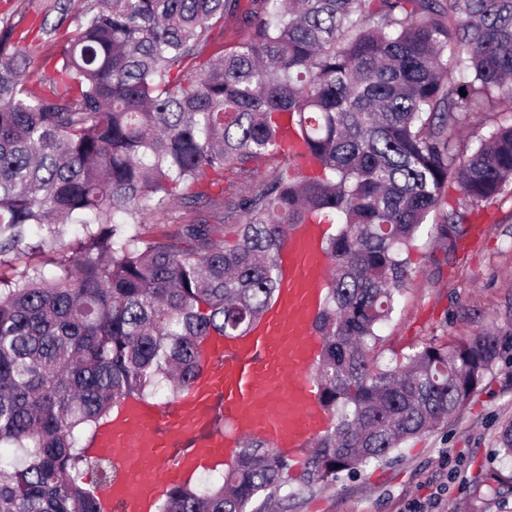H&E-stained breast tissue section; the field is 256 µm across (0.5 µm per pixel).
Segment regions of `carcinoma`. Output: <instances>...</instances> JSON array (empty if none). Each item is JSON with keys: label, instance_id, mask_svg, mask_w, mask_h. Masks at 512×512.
<instances>
[{"label": "carcinoma", "instance_id": "1", "mask_svg": "<svg viewBox=\"0 0 512 512\" xmlns=\"http://www.w3.org/2000/svg\"><path fill=\"white\" fill-rule=\"evenodd\" d=\"M255 2L250 39L205 59L238 0H80L37 91L24 37L0 27V512H102L114 468L89 442L127 400L189 390L209 337L250 331L296 224L336 225L315 324L330 425L301 465L243 438L157 512H268L330 487L447 426L501 357L484 332L379 364L421 226L437 220L452 260L471 215L512 194V0ZM43 5L50 36L67 2ZM259 157L271 177L218 213L145 233ZM59 245L52 274L17 266ZM495 441L512 462V419Z\"/></svg>", "mask_w": 512, "mask_h": 512}]
</instances>
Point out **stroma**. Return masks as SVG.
I'll return each instance as SVG.
<instances>
[{"label":"stroma","mask_w":512,"mask_h":512,"mask_svg":"<svg viewBox=\"0 0 512 512\" xmlns=\"http://www.w3.org/2000/svg\"><path fill=\"white\" fill-rule=\"evenodd\" d=\"M253 0L213 30L208 50L248 38ZM436 246L422 235L412 256L414 281L383 330L389 348L434 338L452 340L498 330L505 352L482 390L447 428L402 449L396 459L359 473L340 474L334 486L290 500L285 512H512V470L503 468L495 445L500 423L512 418V200L473 217L456 259L437 265Z\"/></svg>","instance_id":"35a3bbf8"}]
</instances>
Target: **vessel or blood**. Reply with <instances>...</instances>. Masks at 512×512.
<instances>
[{"instance_id":"b4317fda","label":"vessel or blood","mask_w":512,"mask_h":512,"mask_svg":"<svg viewBox=\"0 0 512 512\" xmlns=\"http://www.w3.org/2000/svg\"><path fill=\"white\" fill-rule=\"evenodd\" d=\"M324 232L320 224L289 231L278 303L250 335L209 341L196 386L168 406L127 401L100 429L90 456L110 458L118 471L100 496L104 512H152L182 477L231 458L243 435L302 458L328 422L312 374L314 324L330 267L320 249Z\"/></svg>"}]
</instances>
